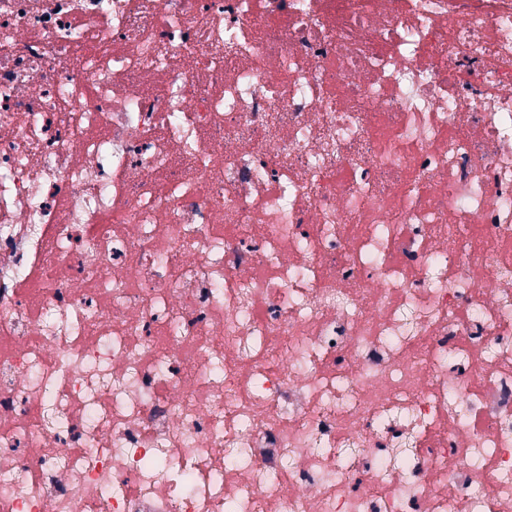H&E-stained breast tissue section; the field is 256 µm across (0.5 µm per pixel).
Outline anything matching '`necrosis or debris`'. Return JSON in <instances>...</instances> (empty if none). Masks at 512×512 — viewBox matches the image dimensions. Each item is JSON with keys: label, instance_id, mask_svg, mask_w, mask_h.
I'll return each instance as SVG.
<instances>
[{"label": "necrosis or debris", "instance_id": "obj_1", "mask_svg": "<svg viewBox=\"0 0 512 512\" xmlns=\"http://www.w3.org/2000/svg\"><path fill=\"white\" fill-rule=\"evenodd\" d=\"M0 512H512V0H0Z\"/></svg>", "mask_w": 512, "mask_h": 512}]
</instances>
